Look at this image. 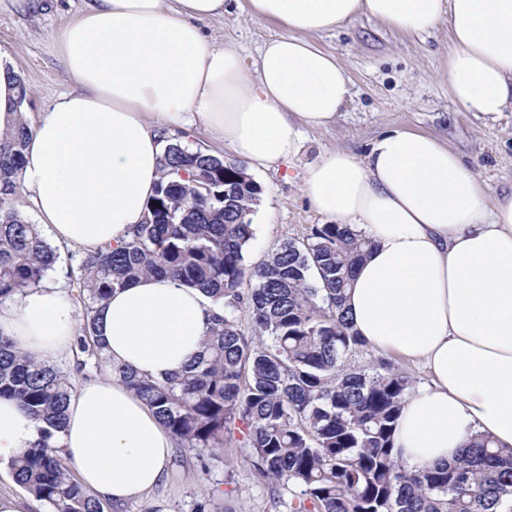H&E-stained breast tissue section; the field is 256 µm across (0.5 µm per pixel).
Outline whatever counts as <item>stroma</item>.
I'll return each mask as SVG.
<instances>
[{"label": "stroma", "instance_id": "1", "mask_svg": "<svg viewBox=\"0 0 512 512\" xmlns=\"http://www.w3.org/2000/svg\"><path fill=\"white\" fill-rule=\"evenodd\" d=\"M82 7L81 0H42L33 16L0 12V52H8L30 90L28 118L53 106L73 86L59 59L56 42L64 26ZM215 42H230L246 67H253L263 44L282 34L271 20L231 12L205 22ZM336 55L352 82V99L336 122L309 129L300 154L253 171L261 188L254 207V238L247 263L263 260L288 239L304 238L326 216L302 191L303 173L327 150L367 153L371 142L390 129L438 136L472 164L488 196L512 189V112L489 118L463 111L448 93L447 25L410 36L362 17L342 29L315 38ZM249 448L232 442L214 448L204 460L195 451L174 449L165 481L142 498L118 506L103 502L102 512H288V492L274 493L258 480Z\"/></svg>", "mask_w": 512, "mask_h": 512}]
</instances>
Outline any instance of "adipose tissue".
Returning <instances> with one entry per match:
<instances>
[{
	"label": "adipose tissue",
	"mask_w": 512,
	"mask_h": 512,
	"mask_svg": "<svg viewBox=\"0 0 512 512\" xmlns=\"http://www.w3.org/2000/svg\"><path fill=\"white\" fill-rule=\"evenodd\" d=\"M276 21L255 68L204 22L225 0H83L59 54L74 88L31 126L20 179L49 243L92 250L128 241L161 180L174 129L198 122L248 167L296 157L304 129L335 122L351 99L347 69L313 37L366 17L413 35L447 24L455 103L512 112V0H235ZM313 208L375 242L344 307L380 353L419 361L430 384L410 395L394 433L407 468L454 460L476 435L512 448V192L487 200L473 165L437 137L401 129L365 156L335 149L308 167ZM214 309L167 277L116 290L100 315L112 364L157 380L200 351ZM0 335L50 361L73 346L76 309L46 283L0 301ZM0 398V469L41 438ZM80 482L121 505L167 477L168 429L125 383L98 377L73 392L58 435Z\"/></svg>",
	"instance_id": "obj_1"
}]
</instances>
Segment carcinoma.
I'll return each mask as SVG.
<instances>
[{
	"label": "carcinoma",
	"mask_w": 512,
	"mask_h": 512,
	"mask_svg": "<svg viewBox=\"0 0 512 512\" xmlns=\"http://www.w3.org/2000/svg\"><path fill=\"white\" fill-rule=\"evenodd\" d=\"M28 137L23 119L0 133L1 200L19 187ZM163 167L148 218L129 241L79 255V352L108 363L97 336L100 306L139 276L171 277L218 306L203 350L163 381L130 368L112 373L178 447L201 454L239 433L258 477L287 485L289 512H512V449L479 435L451 463L402 467L393 433L411 380L384 361L345 364L365 347L344 296L370 239L320 224L249 267L261 188L246 166L173 138ZM56 259L38 225L0 207L1 299L40 285ZM241 305L254 326L250 338L235 316ZM72 393L67 375L0 335V397L44 424L41 440L10 465L16 482L53 512H101L57 443Z\"/></svg>",
	"instance_id": "obj_1"
}]
</instances>
